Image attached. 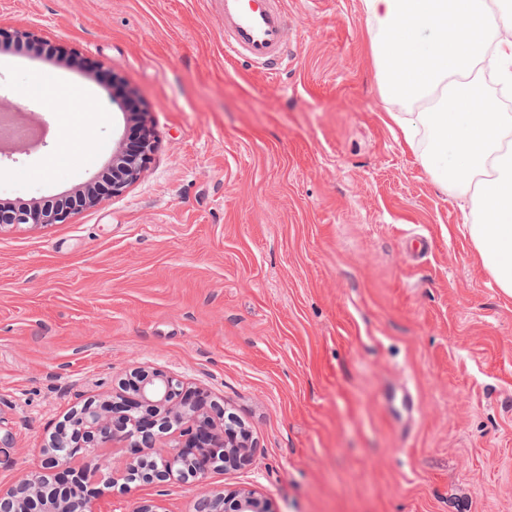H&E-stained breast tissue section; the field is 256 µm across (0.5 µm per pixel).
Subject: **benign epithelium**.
<instances>
[{"instance_id": "7a95c632", "label": "benign epithelium", "mask_w": 512, "mask_h": 512, "mask_svg": "<svg viewBox=\"0 0 512 512\" xmlns=\"http://www.w3.org/2000/svg\"><path fill=\"white\" fill-rule=\"evenodd\" d=\"M8 40L41 47L49 41L29 31L5 35ZM139 137L135 145L121 149L112 158L107 173L110 194L120 195L144 171L154 150L146 113H135ZM99 184L54 200L20 207L0 206V226L11 224H63L72 215L99 203ZM204 392L191 390L182 380L158 369L135 368L110 399L86 403L58 428L44 449V468L65 476L80 488L78 497H46L33 475L21 478L7 491L0 490V512H29L38 499L43 512H96L100 495L96 484L119 480L131 484L130 475L148 465L144 485L171 480L201 482L214 466L216 456L224 458V469H242L251 464L249 434L231 426L220 435L224 407L210 404L204 410ZM236 512H270L266 501L254 491H243L228 499L207 494L198 499L197 512H225L228 503Z\"/></svg>"}]
</instances>
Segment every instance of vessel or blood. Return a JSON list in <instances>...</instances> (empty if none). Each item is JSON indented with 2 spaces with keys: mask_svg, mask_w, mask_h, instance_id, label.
I'll return each instance as SVG.
<instances>
[{
  "mask_svg": "<svg viewBox=\"0 0 512 512\" xmlns=\"http://www.w3.org/2000/svg\"><path fill=\"white\" fill-rule=\"evenodd\" d=\"M224 54L279 75L294 60L288 43V13L282 0H223Z\"/></svg>",
  "mask_w": 512,
  "mask_h": 512,
  "instance_id": "obj_1",
  "label": "vessel or blood"
}]
</instances>
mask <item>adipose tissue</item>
<instances>
[{
    "label": "adipose tissue",
    "mask_w": 512,
    "mask_h": 512,
    "mask_svg": "<svg viewBox=\"0 0 512 512\" xmlns=\"http://www.w3.org/2000/svg\"><path fill=\"white\" fill-rule=\"evenodd\" d=\"M382 96L405 145L473 217L484 269L512 296V114L476 100L479 65L512 85V10L501 0H361Z\"/></svg>",
    "instance_id": "obj_1"
}]
</instances>
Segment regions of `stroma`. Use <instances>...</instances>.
<instances>
[{"label": "stroma", "instance_id": "35a3bbf8", "mask_svg": "<svg viewBox=\"0 0 512 512\" xmlns=\"http://www.w3.org/2000/svg\"><path fill=\"white\" fill-rule=\"evenodd\" d=\"M285 4L295 60L272 80L225 58L220 0H0V30L87 61L0 48V94L50 131L0 162V204L100 179L129 102L155 140L123 194L0 228V487L143 366L251 431V465L211 470L216 492L270 512H512V296L390 121L361 0ZM43 82L68 88L60 111ZM73 121L93 145L64 154ZM198 494L112 487L100 505L195 512Z\"/></svg>", "mask_w": 512, "mask_h": 512}]
</instances>
